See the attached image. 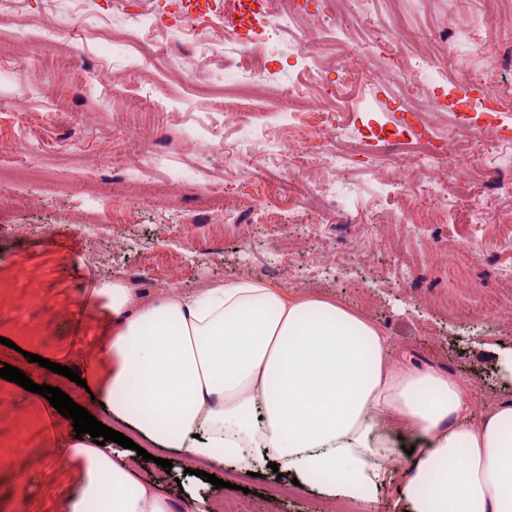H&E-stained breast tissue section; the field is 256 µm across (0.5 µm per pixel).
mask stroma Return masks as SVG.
<instances>
[{
    "label": "stroma",
    "instance_id": "1",
    "mask_svg": "<svg viewBox=\"0 0 512 512\" xmlns=\"http://www.w3.org/2000/svg\"><path fill=\"white\" fill-rule=\"evenodd\" d=\"M406 10L409 60L448 62L449 77L471 91L436 90L446 105L439 113L402 111L368 28L351 25L346 46L334 32L320 36L312 62L324 81L363 58L370 67L343 109L330 115L354 158L336 176L349 191L352 217L341 224L336 212H320L309 195L310 181L325 174L318 163L292 171L287 159L275 162L255 152L240 124H225L223 113L209 116L199 109L197 81L223 86L224 58L240 47L213 44L211 30L193 31L198 10L190 0H129L124 15L113 13L110 0H0V195L6 198L0 204V366L16 367L33 383L59 388L79 406L91 407L84 387L28 356L88 378L91 351L112 326L88 289L126 274L137 280L139 300H152L161 293L154 279L155 257L162 254L173 262L172 278L183 293L253 276L348 305L383 329L394 363L432 367L470 387L472 418L512 399V369L502 363L512 355V280L499 275L501 266L512 265V252H472L462 225L434 223L419 202L406 208L378 196L382 183L402 176L416 188L442 181L449 201H464L482 213L486 241L512 222V185L468 176L472 163L486 157L499 123L512 126V113L500 120L487 114L483 91L484 83L495 79L512 81V7L500 0H409ZM132 14L166 29L169 55L146 66L129 52L125 33ZM46 26L61 29L50 45L40 38ZM189 41L210 50L199 79L185 71L179 56ZM483 42L494 44V55L480 53ZM297 59L288 42L273 46L269 102L256 125H268L286 111L277 93L294 79ZM144 66L163 92L166 109L155 110L128 92L129 72ZM94 72L106 76L108 86L92 83ZM20 106L42 144L37 177L8 175L25 162L13 118ZM47 112L53 120H44ZM211 122L221 125L227 149L212 146L206 130ZM475 125L484 127V138H471ZM383 128L449 137L455 148L440 168L425 170L411 160L400 168L389 161L391 141L369 147L363 142L364 135ZM148 151L163 154L164 171L115 193L113 168L134 171ZM214 187L234 210L235 224H220L213 214L207 192ZM85 197L97 201L95 215L81 209ZM261 211L268 213L267 222H256ZM9 224H37L41 230L19 239L5 233ZM359 240L369 241L370 249L352 252ZM444 250L454 253L463 282L449 277L440 256ZM282 252L312 256L316 266L271 265L270 257ZM491 296L502 308L488 323L479 310ZM23 332L28 341L12 349L11 341ZM50 408L45 397L0 378L1 460L13 457L26 436L19 420ZM54 420L43 454L19 462L17 470H0V512H57L70 489L61 468L75 431L71 419L58 414ZM214 473L223 479L222 488L194 480L177 465L166 470L143 459L136 465L138 481L158 485L178 505L191 498L210 504L220 497L236 499L245 487L254 512H342L339 504L291 486L264 465L254 477L228 464Z\"/></svg>",
    "mask_w": 512,
    "mask_h": 512
}]
</instances>
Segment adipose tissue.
<instances>
[{
	"instance_id": "adipose-tissue-1",
	"label": "adipose tissue",
	"mask_w": 512,
	"mask_h": 512,
	"mask_svg": "<svg viewBox=\"0 0 512 512\" xmlns=\"http://www.w3.org/2000/svg\"><path fill=\"white\" fill-rule=\"evenodd\" d=\"M98 294L115 330L97 346L94 412L156 450L242 474L271 461L350 512H371L395 473L409 512H512V400L471 421L467 386L394 366L388 337L347 305L254 277L149 302ZM136 462L73 443L62 512H174Z\"/></svg>"
}]
</instances>
